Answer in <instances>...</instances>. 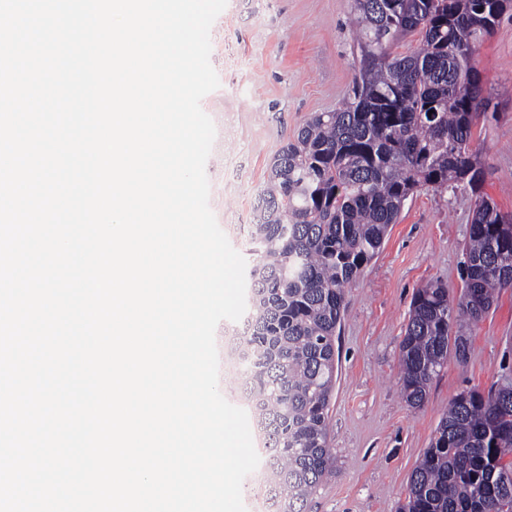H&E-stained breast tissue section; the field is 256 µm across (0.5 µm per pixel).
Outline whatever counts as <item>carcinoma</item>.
I'll list each match as a JSON object with an SVG mask.
<instances>
[{"instance_id": "carcinoma-1", "label": "carcinoma", "mask_w": 512, "mask_h": 512, "mask_svg": "<svg viewBox=\"0 0 512 512\" xmlns=\"http://www.w3.org/2000/svg\"><path fill=\"white\" fill-rule=\"evenodd\" d=\"M358 67L334 112H315L274 155L258 196L239 376L267 441L264 489L276 512H304L334 467L329 406L346 295L406 200L470 193L462 286L417 289L400 343L406 403L422 407L454 354L512 289V216L480 193L472 148L487 111L473 65L512 0H352ZM417 32L406 53L399 43ZM398 512H512V385L457 394L410 474Z\"/></svg>"}]
</instances>
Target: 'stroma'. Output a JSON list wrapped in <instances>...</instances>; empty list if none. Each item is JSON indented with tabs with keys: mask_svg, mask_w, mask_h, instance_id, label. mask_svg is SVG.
I'll return each instance as SVG.
<instances>
[{
	"mask_svg": "<svg viewBox=\"0 0 512 512\" xmlns=\"http://www.w3.org/2000/svg\"><path fill=\"white\" fill-rule=\"evenodd\" d=\"M350 16L351 0H228L211 28L210 60L220 86L201 102L216 127L206 163L209 205L236 251L244 249L272 157L313 113L334 110L351 87ZM474 61L491 100L474 129L482 192L512 214L511 17L476 45ZM471 218L468 198L445 188L417 192L350 288L329 409L336 467L307 512H396L451 399L469 388L512 383V291H506L472 329L468 361L448 359L422 409L401 395L399 346L412 297L436 280L461 288ZM243 330V322L225 320L215 338L219 390L244 409L231 360Z\"/></svg>",
	"mask_w": 512,
	"mask_h": 512,
	"instance_id": "35a3bbf8",
	"label": "stroma"
}]
</instances>
